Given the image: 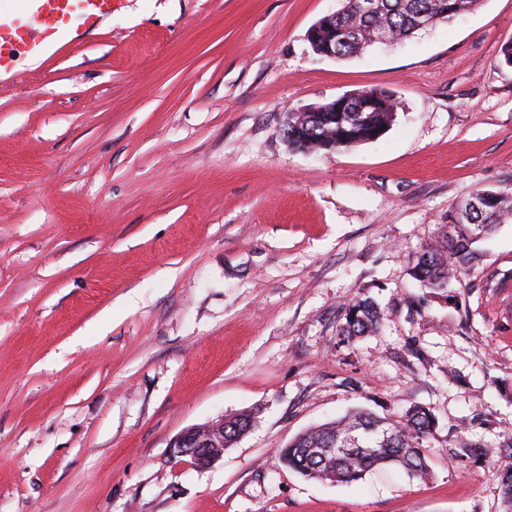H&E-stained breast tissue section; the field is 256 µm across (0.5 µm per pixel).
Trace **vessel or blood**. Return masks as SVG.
Masks as SVG:
<instances>
[{
    "instance_id": "obj_1",
    "label": "vessel or blood",
    "mask_w": 512,
    "mask_h": 512,
    "mask_svg": "<svg viewBox=\"0 0 512 512\" xmlns=\"http://www.w3.org/2000/svg\"><path fill=\"white\" fill-rule=\"evenodd\" d=\"M112 9L113 0H0V80L21 78L16 47L40 57L53 46L74 41L73 22L93 30Z\"/></svg>"
}]
</instances>
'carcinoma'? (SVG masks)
<instances>
[{
	"instance_id": "1",
	"label": "carcinoma",
	"mask_w": 512,
	"mask_h": 512,
	"mask_svg": "<svg viewBox=\"0 0 512 512\" xmlns=\"http://www.w3.org/2000/svg\"><path fill=\"white\" fill-rule=\"evenodd\" d=\"M480 0H374L375 9L358 14L352 0H345L349 9L322 17L327 30L341 35L351 31L349 39L336 48V58L347 59L371 47V38L384 28L394 42L408 40L424 30L422 24L442 13L451 21L474 8ZM399 103L384 90L363 88L347 100L346 111L326 108L321 112H290L282 125V137L288 144H298L306 151H328L350 143H365L382 136L398 111ZM484 199L483 208L474 212L471 223L453 228L452 233L436 245L422 249L414 266L416 279L426 288L444 292L448 281L469 259L471 246L492 226L512 218V195L477 191ZM381 314L377 307L359 300L349 306L345 322L337 336L345 343L379 331ZM252 413H240L224 423V440L234 441L255 424ZM435 418L420 406L410 408L397 419L379 417L365 410L311 427L281 449L288 468L309 478L352 483L366 473L386 465H396L407 475L424 479L429 475L424 444L434 437ZM505 512H512V458L500 463L496 470Z\"/></svg>"
}]
</instances>
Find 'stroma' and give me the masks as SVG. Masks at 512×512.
I'll list each match as a JSON object with an SVG mask.
<instances>
[{
  "label": "stroma",
  "instance_id": "35a3bbf8",
  "mask_svg": "<svg viewBox=\"0 0 512 512\" xmlns=\"http://www.w3.org/2000/svg\"><path fill=\"white\" fill-rule=\"evenodd\" d=\"M341 0H118L0 83V512H502L512 454V220L447 296L412 268L478 190L512 194V0L344 60ZM365 87L377 140L309 154L288 113ZM379 334L339 342L353 302ZM414 405L420 480L288 469L311 425ZM255 427L208 469L171 440ZM497 447L472 458L459 435Z\"/></svg>",
  "mask_w": 512,
  "mask_h": 512
}]
</instances>
